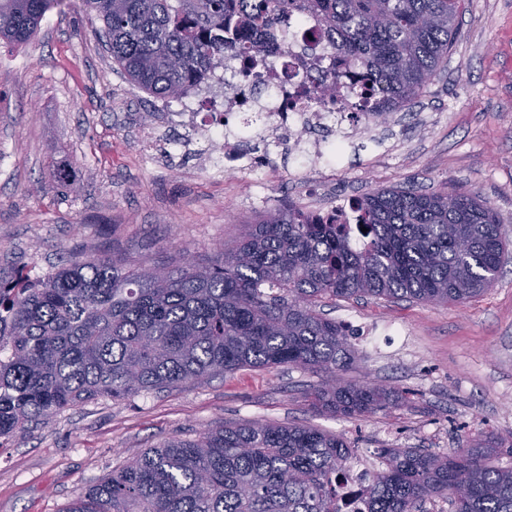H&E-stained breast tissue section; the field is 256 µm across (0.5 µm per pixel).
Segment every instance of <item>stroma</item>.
I'll return each mask as SVG.
<instances>
[{"mask_svg": "<svg viewBox=\"0 0 512 512\" xmlns=\"http://www.w3.org/2000/svg\"><path fill=\"white\" fill-rule=\"evenodd\" d=\"M82 0H62L37 35L0 43V277L42 279L69 255L209 264L267 210L325 209L408 183L467 190L497 212L512 243V0H465L440 75L389 123L350 134L341 167L295 161L256 173L202 168L185 149L140 142L160 125L155 98L117 70ZM71 166L70 186L55 177ZM355 361L341 376L400 391L368 416L315 412L320 374L244 368L204 382L108 396L0 438V512H67L89 487L145 450L225 423L313 426L344 437L352 461L380 448L445 453L481 432L512 433V257L462 304L326 299Z\"/></svg>", "mask_w": 512, "mask_h": 512, "instance_id": "1", "label": "stroma"}]
</instances>
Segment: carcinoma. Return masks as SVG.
I'll use <instances>...</instances> for the list:
<instances>
[{
	"instance_id": "carcinoma-1",
	"label": "carcinoma",
	"mask_w": 512,
	"mask_h": 512,
	"mask_svg": "<svg viewBox=\"0 0 512 512\" xmlns=\"http://www.w3.org/2000/svg\"><path fill=\"white\" fill-rule=\"evenodd\" d=\"M464 0H85L103 23L112 62L154 98L207 83L227 52L251 72L265 25L283 37L299 13L324 27L328 72L355 112L384 122L421 96L459 34ZM58 0H0V41L23 45ZM370 242L343 224L288 205L266 211L208 265L152 269L77 255L32 282L0 283V438L108 395L198 382L241 368L291 366L330 375L305 401L368 415L402 395L340 382L354 348L324 298L463 303L495 282L507 244L497 212L459 191L403 186L358 198ZM504 439L477 435L449 453L383 448L365 489L366 512H413L441 499L452 512H512ZM351 449L305 425L224 424L150 448L73 502L67 512H338L336 474Z\"/></svg>"
}]
</instances>
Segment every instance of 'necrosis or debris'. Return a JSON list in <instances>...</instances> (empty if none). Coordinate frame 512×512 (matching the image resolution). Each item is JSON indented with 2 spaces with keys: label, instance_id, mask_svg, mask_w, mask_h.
<instances>
[{
  "label": "necrosis or debris",
  "instance_id": "obj_1",
  "mask_svg": "<svg viewBox=\"0 0 512 512\" xmlns=\"http://www.w3.org/2000/svg\"><path fill=\"white\" fill-rule=\"evenodd\" d=\"M303 46L302 40L292 39L287 46L276 43L265 48L261 62L267 78L264 92L250 90L231 78L238 62L228 57L215 65L199 96L186 95L166 104L172 123L196 142L204 167L262 171L275 166L281 156L309 169L321 164L349 115L341 104L330 102L285 109V101L296 95L314 65L313 56ZM200 96L222 101L223 121H200L195 108ZM373 474V466L364 461L346 464L337 474L340 512H364V489Z\"/></svg>",
  "mask_w": 512,
  "mask_h": 512
}]
</instances>
